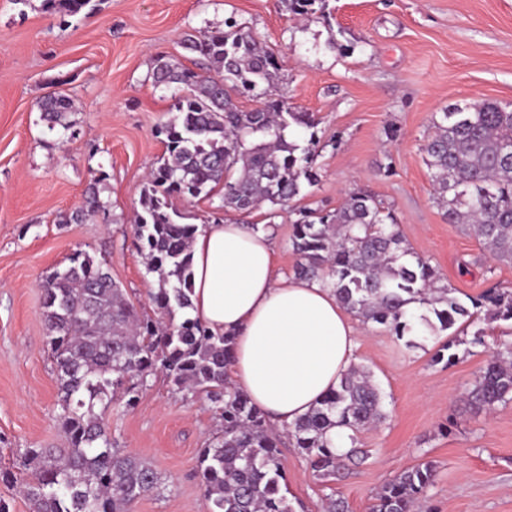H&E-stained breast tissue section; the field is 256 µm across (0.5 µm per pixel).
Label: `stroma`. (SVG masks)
Segmentation results:
<instances>
[{"label":"stroma","instance_id":"stroma-1","mask_svg":"<svg viewBox=\"0 0 512 512\" xmlns=\"http://www.w3.org/2000/svg\"><path fill=\"white\" fill-rule=\"evenodd\" d=\"M69 16L42 0H0V482L9 512H31L22 488L30 448L58 445V381L41 314V284L84 251L108 263L126 296L152 312L147 274L131 223L148 173L165 152L159 128L173 119L170 91L152 69L166 56L185 67V34L249 27L280 68L277 97L315 113L316 186L300 206L336 209L353 191L391 206L412 251L439 271L458 298L512 289V263L448 223L433 199L420 144L448 104H512V0H326L303 21L281 0H93ZM54 90L73 100L68 132L49 130L39 102ZM98 183L106 212L71 223L84 191ZM296 216L262 207L250 224L272 223L280 269L298 261L290 245ZM358 362L373 373L386 420L360 430L361 461L332 480L304 454L281 449L287 497L303 512L328 498L367 512L379 488L401 471L433 462L436 475L420 512H512V402L486 413L464 402L488 358L484 347L450 345L449 333L396 338L368 325ZM114 447L150 462L157 490L133 512H205L198 455L223 428L203 396L150 378L134 407L117 400L106 414Z\"/></svg>","mask_w":512,"mask_h":512}]
</instances>
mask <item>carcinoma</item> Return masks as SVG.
I'll return each instance as SVG.
<instances>
[{"instance_id":"cac0c4a2","label":"carcinoma","mask_w":512,"mask_h":512,"mask_svg":"<svg viewBox=\"0 0 512 512\" xmlns=\"http://www.w3.org/2000/svg\"><path fill=\"white\" fill-rule=\"evenodd\" d=\"M91 0H43L46 11L80 13ZM325 0H283L294 16L316 13ZM182 47L198 56L196 69L158 61L156 84L172 91L177 115L164 124L166 151L140 193L134 234L147 273L157 275L149 294L154 315L139 311L112 280L108 265L77 252L70 265L46 277L42 316L59 383L58 422L63 448L26 452L32 465L25 494L32 512H131L157 488L152 465L112 447L105 415L117 393L133 404L148 378L163 374L178 391L205 395L224 429L198 459L207 512H296L282 493L281 435L264 413L227 380L233 338L213 333L197 318L175 321L191 307V245L197 226L173 208L170 198L220 192L226 211L251 214L268 203L293 207L318 182L313 162L317 140L305 147L288 140L294 128L318 125L268 90L280 80L273 54L233 19L224 29L187 35ZM237 96L266 97L243 110ZM72 99L62 91L43 97L42 120L51 130L71 127ZM432 174L434 199L450 224H467L498 260L512 261V107L487 101L480 110L452 104L436 113L421 145ZM91 186L83 206L66 221L81 222L104 211ZM299 256L294 275L321 279L341 305L363 323L385 327L400 338L414 330L408 306L428 332L458 321L474 327L471 343L487 346L480 317L512 321V291L492 288L467 307L427 261L405 245L392 208L365 192L350 193L333 211L303 209L290 239ZM467 401L492 410L512 401V345L490 349L470 385ZM386 418L383 395L370 372L353 367L308 414L286 429L288 442L310 467L334 475L361 459L355 432ZM338 429L336 440L328 438ZM351 448L339 452L344 440ZM435 478L432 462L419 463L386 482L369 512H415Z\"/></svg>"}]
</instances>
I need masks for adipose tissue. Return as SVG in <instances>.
<instances>
[{
    "instance_id": "ef3b65f1",
    "label": "adipose tissue",
    "mask_w": 512,
    "mask_h": 512,
    "mask_svg": "<svg viewBox=\"0 0 512 512\" xmlns=\"http://www.w3.org/2000/svg\"><path fill=\"white\" fill-rule=\"evenodd\" d=\"M192 273L191 315L233 336L229 380L277 428L306 415L356 364L358 320L326 283L279 273L271 229L198 225Z\"/></svg>"
}]
</instances>
